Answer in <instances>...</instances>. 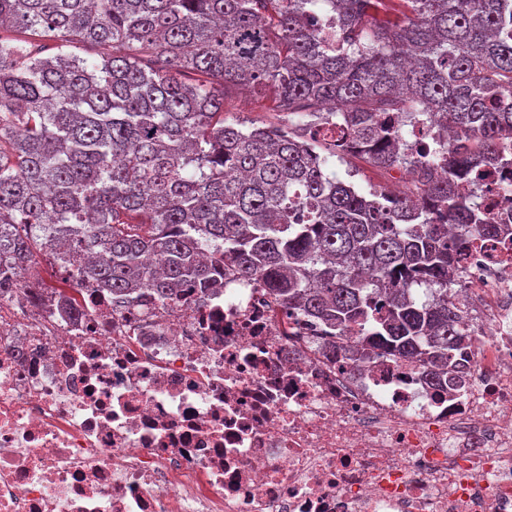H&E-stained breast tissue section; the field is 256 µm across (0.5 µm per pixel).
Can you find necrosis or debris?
Here are the masks:
<instances>
[{
	"label": "necrosis or debris",
	"instance_id": "obj_1",
	"mask_svg": "<svg viewBox=\"0 0 512 512\" xmlns=\"http://www.w3.org/2000/svg\"><path fill=\"white\" fill-rule=\"evenodd\" d=\"M40 256L0 296V512H512V254L479 296L455 390L360 360L258 280L60 311Z\"/></svg>",
	"mask_w": 512,
	"mask_h": 512
}]
</instances>
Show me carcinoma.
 I'll use <instances>...</instances> for the list:
<instances>
[{
  "label": "carcinoma",
  "instance_id": "cac0c4a2",
  "mask_svg": "<svg viewBox=\"0 0 512 512\" xmlns=\"http://www.w3.org/2000/svg\"><path fill=\"white\" fill-rule=\"evenodd\" d=\"M2 31L1 294L38 255L128 304L257 277L458 386L457 271L502 233L480 181L512 175V0H0ZM240 90L302 121L229 123ZM350 156L410 178L359 190Z\"/></svg>",
  "mask_w": 512,
  "mask_h": 512
}]
</instances>
